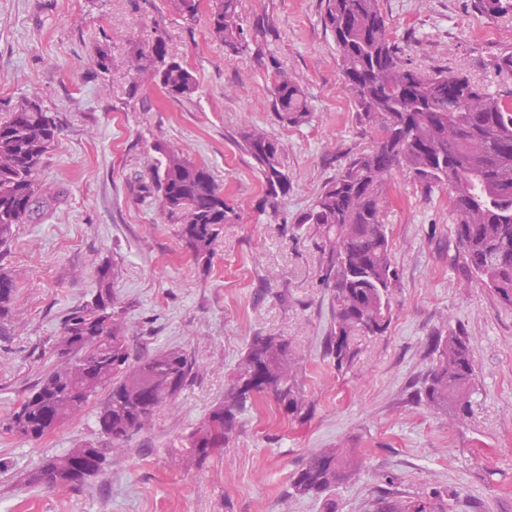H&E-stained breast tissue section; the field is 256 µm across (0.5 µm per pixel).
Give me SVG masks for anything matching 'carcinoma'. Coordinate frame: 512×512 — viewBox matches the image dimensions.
<instances>
[{
    "label": "carcinoma",
    "mask_w": 512,
    "mask_h": 512,
    "mask_svg": "<svg viewBox=\"0 0 512 512\" xmlns=\"http://www.w3.org/2000/svg\"><path fill=\"white\" fill-rule=\"evenodd\" d=\"M173 2L183 18L195 20L201 0ZM380 2L324 0V24L336 45L343 89L357 124L376 139L370 149L348 158L298 218L300 224L314 225L323 238L321 282L332 303L326 355L338 371L353 364L357 336H378L391 322L397 271L383 216L389 207V180L397 170L429 192L448 189L452 229L465 267L512 310V88L491 91L462 72L426 73L410 67ZM471 5L485 17L512 16V0H471ZM208 30L224 43L228 56L247 52L239 0H210ZM129 67L173 99H189L198 90L194 73L166 60L163 51L142 52ZM266 70L279 121L294 127L309 122L311 111L299 82L273 58ZM60 133L56 117L34 101L0 118V244L12 237L16 225L41 218L59 200L57 193H40L38 177ZM240 137L263 183V210L274 215L290 189L280 162L281 145L255 126L245 127ZM155 152L161 219L177 220L184 246L207 264L224 224L236 214L234 204L206 167L161 142ZM16 296L14 280L0 272V336L11 322ZM116 304L105 264L98 270L91 299L62 322L53 344L56 364L9 416L6 431L40 440L105 390L96 424L117 452L151 425L163 403L177 399L198 376L196 361L185 350L132 354ZM432 354L433 363L415 395L453 424L472 409L475 362L466 338L455 332L435 337ZM259 401L274 402L294 420L309 417L299 358L284 338H251L224 390V401L184 437L189 465L203 467L237 435L240 415ZM106 456L104 448L79 445L47 459L27 481L49 488L79 487L102 471ZM361 466L362 458L352 448L315 451L292 476L288 497L326 496ZM376 512L443 509L434 500L383 498Z\"/></svg>",
    "instance_id": "carcinoma-1"
}]
</instances>
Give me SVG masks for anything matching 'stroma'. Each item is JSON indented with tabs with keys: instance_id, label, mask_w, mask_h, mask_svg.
Returning <instances> with one entry per match:
<instances>
[{
	"instance_id": "1",
	"label": "stroma",
	"mask_w": 512,
	"mask_h": 512,
	"mask_svg": "<svg viewBox=\"0 0 512 512\" xmlns=\"http://www.w3.org/2000/svg\"><path fill=\"white\" fill-rule=\"evenodd\" d=\"M381 8L411 67L463 72L493 90L507 83L492 61L512 52V17H482L471 0H381ZM323 9V0H240L255 35L230 59L204 8L188 22L172 0H0V117L30 99L57 116L62 132L40 185L63 193L0 246V269L18 286L0 337V422L53 365L63 317L91 299L106 261L117 266L112 289L145 351L184 349L200 368L82 488L26 478L48 457L101 443L97 403L36 442L0 429V512H327L325 500L286 491L312 452L339 447L360 449L364 463L337 487L336 512H375L385 495L436 497L447 512H512V310L470 282L447 190L391 177L384 222L399 274L391 323L384 335L359 338L349 370L323 355L331 308L321 239L298 217L373 141L341 89ZM158 39L194 72L191 99H166L128 67ZM271 57L302 85L309 123L288 126L273 112L261 64ZM248 125L283 146L291 186L274 215L260 208L262 181L239 144ZM159 142L207 167L236 207L209 264L195 261L177 225L158 219L150 183ZM451 331L468 336L476 363L472 411L453 425L413 395L431 365V338ZM258 333L297 350L310 417L291 423L269 406L250 410L206 467L187 468L182 437L223 401Z\"/></svg>"
}]
</instances>
